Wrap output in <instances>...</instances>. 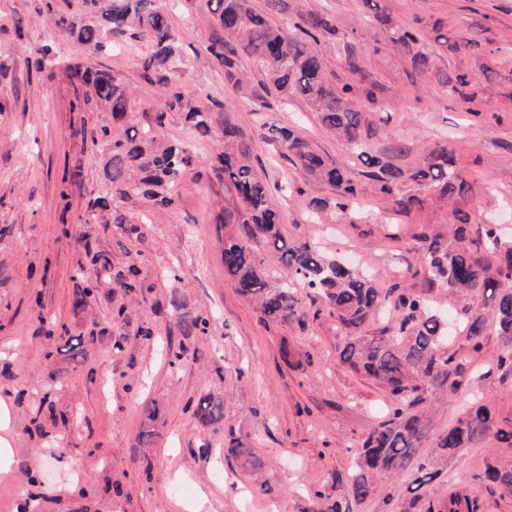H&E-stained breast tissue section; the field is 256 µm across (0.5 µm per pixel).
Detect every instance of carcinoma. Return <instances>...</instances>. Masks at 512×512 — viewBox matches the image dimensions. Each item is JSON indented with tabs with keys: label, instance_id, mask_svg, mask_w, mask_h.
<instances>
[{
	"label": "carcinoma",
	"instance_id": "1",
	"mask_svg": "<svg viewBox=\"0 0 512 512\" xmlns=\"http://www.w3.org/2000/svg\"><path fill=\"white\" fill-rule=\"evenodd\" d=\"M213 1L224 39L212 43L209 52L224 64L225 77L240 87L242 60L256 63L265 74L267 90L280 97H301L357 157L365 156L370 124L365 122L356 96L361 94L372 101L374 91L351 83L339 88L330 84L322 56L308 42L272 25L250 6V0H208ZM84 4L92 19L66 28L79 42L102 52L108 41L135 31L152 47L144 61L145 71L160 75L172 65L178 46L167 13L157 0H84ZM373 21L414 71L436 72L433 61L416 50L415 33L392 24L380 11L373 15ZM289 28L315 41L336 31L330 19L317 13L297 15L289 21ZM434 32L442 45L456 49L478 46L461 34L440 28ZM65 73L84 88L78 106L95 103L112 112L113 122L124 120L129 92L120 78L104 68L82 71L69 67ZM438 79L450 93L466 101L473 99L469 93L472 79L467 74L440 72ZM174 106L185 110V119L193 127L204 132L211 129L212 112L192 105L182 93L172 95L169 107ZM222 134L224 152L211 165V174L235 199L233 206L224 208V226H242L241 232L224 237V275L240 295L256 304L264 320L286 324L296 319L299 306L292 288L270 276L264 255L251 245V240H260L323 297L329 314L345 331L340 361L383 387L391 397L387 415L369 430L357 449L352 470L344 478L335 477L336 485L345 487L344 493L323 512H346L349 499L365 501L380 484L403 474L420 487L443 474L448 457L473 444L496 441L512 447V430L498 427L488 406L479 404L437 436L433 452L420 454L431 429L423 403L437 393H455L469 383L463 364L448 349V317L462 324L470 351L478 358L483 355L487 331L494 330L499 350L493 362L503 373L512 372V239L504 238L500 224H470L462 203L474 196V188L449 147L437 146L407 171L374 157L371 164L378 170L369 173L397 213L421 211L436 202L448 204L455 221L448 236L426 225L417 234V261L427 268L431 283L448 293L445 315L426 295L400 281L379 288L368 271L328 261L310 242L286 241L280 231V214L269 202L271 187L262 167L254 164L244 131L226 116ZM98 136L111 146L109 180L116 190L149 199L159 213L175 207L177 181L195 163L193 152L182 144L164 146L158 135L149 132L132 135L128 126H102ZM274 141L287 159L334 189L335 206L341 212L358 204L357 183L333 158L288 126L275 129ZM380 313L391 315L393 323L378 333L369 331L372 318ZM206 325L207 320L199 315L181 313L177 317V327L184 336L203 333ZM193 414L204 425L216 422L224 415V400L202 398ZM483 480L512 495V457H493ZM398 512H480V505L476 496L455 493L441 510L433 502L414 496L398 504Z\"/></svg>",
	"mask_w": 512,
	"mask_h": 512
}]
</instances>
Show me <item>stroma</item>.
<instances>
[{
    "mask_svg": "<svg viewBox=\"0 0 512 512\" xmlns=\"http://www.w3.org/2000/svg\"><path fill=\"white\" fill-rule=\"evenodd\" d=\"M392 21L415 32L417 48L438 68L469 74L474 103L449 95L431 74L414 72L377 28L368 26V0H288L286 12L250 0L271 24L315 12L333 19L335 35L315 49L335 86L364 80L374 101L360 100L373 131L369 154L402 169L436 145H449L476 195L474 224L512 225V0H377ZM179 51L164 74L145 73L151 51L142 38L113 41L95 54L52 14L86 20L83 0H0V407L8 412L12 448L0 472V512H177L207 495L203 512H318L336 495L368 429L390 405L389 394L341 364L343 334L320 295L297 288L299 314L285 325L265 324L254 305L224 276V186L209 173L223 150L220 130L203 134L169 109L172 92L195 104L226 105L252 139L274 190L270 203L289 241H311L323 257L370 267L379 286L403 279L418 292L440 296L425 272L408 268L421 225L447 234L451 216L434 206L415 214L393 211L365 166L323 126L318 113L292 97L263 89L265 78L242 62L248 89L224 77L209 46L224 32L206 0H159ZM481 44L457 50L434 40V27ZM52 63L36 71L44 49ZM360 74H353L350 63ZM101 65L131 87L127 121L184 143L200 159L182 177L177 207L156 212L140 195L111 188L110 145L96 136L112 123L102 109H71L67 66ZM477 108L481 117L469 115ZM275 126L299 137L347 169L360 188L359 210L337 215L328 184L305 175L270 141ZM68 186L69 200L59 190ZM107 190V206L87 219L89 197ZM323 210H314V202ZM138 225L124 233L114 215ZM107 259L110 273L100 272ZM135 270L136 288L112 275ZM96 287L90 297L81 290ZM209 322L206 333L182 338L180 313ZM81 337L82 361L62 350ZM185 346L178 365L170 349ZM499 427H512V373L474 379ZM224 400L222 420L204 425L193 415L198 399ZM157 411V433L143 442L146 408ZM248 449L263 464L253 471L229 450ZM507 444L459 451L445 476L424 485V500L446 504L455 491L479 494L483 512H512V496L486 488L480 477Z\"/></svg>",
    "mask_w": 512,
    "mask_h": 512,
    "instance_id": "obj_1",
    "label": "stroma"
}]
</instances>
